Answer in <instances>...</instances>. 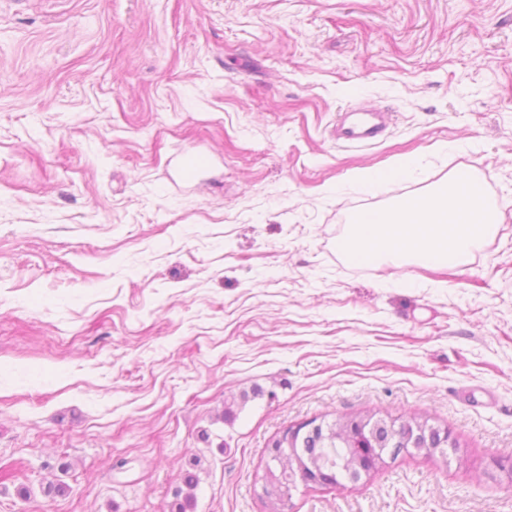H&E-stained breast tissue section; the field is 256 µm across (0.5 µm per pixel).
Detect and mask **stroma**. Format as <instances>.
Returning <instances> with one entry per match:
<instances>
[{
  "mask_svg": "<svg viewBox=\"0 0 512 512\" xmlns=\"http://www.w3.org/2000/svg\"><path fill=\"white\" fill-rule=\"evenodd\" d=\"M464 175L465 264L339 250ZM358 413L458 449L284 512H512V0H0V512H170L191 465L195 512H266L268 441ZM388 118L387 114L369 106L344 112L336 122V142L347 147L374 145Z\"/></svg>",
  "mask_w": 512,
  "mask_h": 512,
  "instance_id": "35a3bbf8",
  "label": "stroma"
}]
</instances>
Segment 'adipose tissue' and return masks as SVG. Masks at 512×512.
<instances>
[{"label":"adipose tissue","instance_id":"obj_1","mask_svg":"<svg viewBox=\"0 0 512 512\" xmlns=\"http://www.w3.org/2000/svg\"><path fill=\"white\" fill-rule=\"evenodd\" d=\"M499 217L471 180L455 179L432 195L384 211L361 213L348 225L343 248L353 256L422 267L463 262L498 229Z\"/></svg>","mask_w":512,"mask_h":512}]
</instances>
